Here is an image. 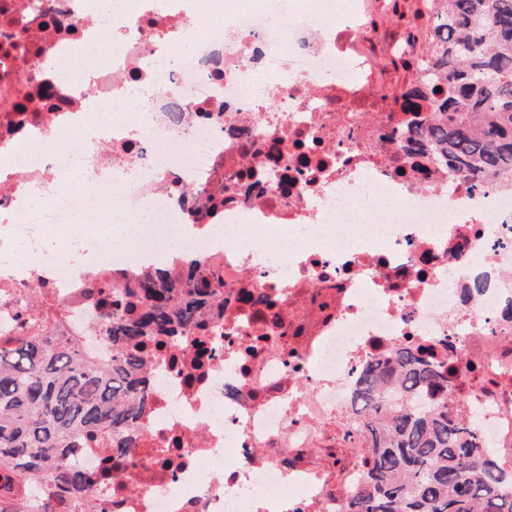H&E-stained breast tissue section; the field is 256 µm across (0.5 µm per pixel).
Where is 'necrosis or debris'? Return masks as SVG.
Segmentation results:
<instances>
[{
  "mask_svg": "<svg viewBox=\"0 0 512 512\" xmlns=\"http://www.w3.org/2000/svg\"><path fill=\"white\" fill-rule=\"evenodd\" d=\"M112 48L84 57L97 2ZM205 0H0V336L21 335L31 307L106 363V310L90 280L131 287L136 272L201 260L224 284V312L198 308L194 344L151 363L130 464L99 448L71 455L107 471L104 512H339L360 481L367 440L350 398L370 362L399 347L454 356L456 390L478 431L512 463V176L443 188L385 88L417 71V36L382 32V0H294L216 24ZM145 90L134 121L110 108ZM91 140L82 166L52 155ZM278 140L281 155L267 156ZM101 211L146 214L135 243L51 240L71 224L62 177ZM388 200V218L373 201ZM292 239L288 251L272 239ZM484 292L469 295L472 277ZM276 301L269 324L246 295ZM342 419L343 435L329 430Z\"/></svg>",
  "mask_w": 512,
  "mask_h": 512,
  "instance_id": "1",
  "label": "necrosis or debris"
}]
</instances>
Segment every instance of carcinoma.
<instances>
[{
  "label": "carcinoma",
  "instance_id": "1",
  "mask_svg": "<svg viewBox=\"0 0 512 512\" xmlns=\"http://www.w3.org/2000/svg\"><path fill=\"white\" fill-rule=\"evenodd\" d=\"M432 47L425 79L405 112L426 110L405 136L425 141L450 181L512 172V0H431ZM448 84V96H429ZM189 274L140 271L136 287L89 284L108 308L112 364L88 359L80 338L30 315L0 347V512H22L17 490L39 485L45 512L93 490L98 477L69 456L80 443L108 449L118 466L137 434L142 371L160 335L194 319L198 305L224 306V285L200 261ZM454 369L427 348L400 347L367 366L351 396L368 455L341 512H512V467L487 451L455 395Z\"/></svg>",
  "mask_w": 512,
  "mask_h": 512
}]
</instances>
